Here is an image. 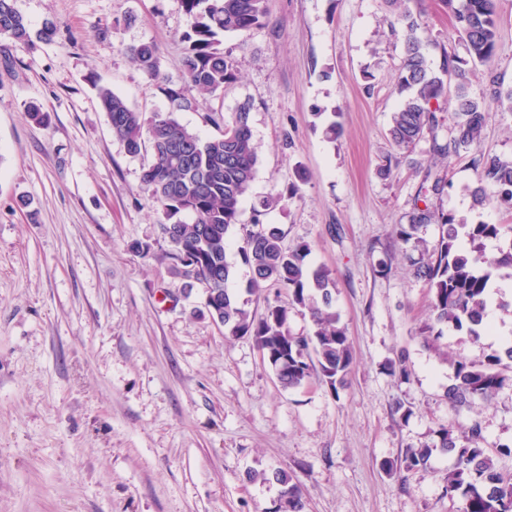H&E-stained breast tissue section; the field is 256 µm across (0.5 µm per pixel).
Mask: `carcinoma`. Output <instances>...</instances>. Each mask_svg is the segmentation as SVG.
<instances>
[{"label":"carcinoma","mask_w":512,"mask_h":512,"mask_svg":"<svg viewBox=\"0 0 512 512\" xmlns=\"http://www.w3.org/2000/svg\"><path fill=\"white\" fill-rule=\"evenodd\" d=\"M397 22L403 27L405 58L395 87L402 104L392 118V143L408 148L435 126L432 102L444 92V82L428 66L425 46L417 36L419 24L407 0H392ZM188 30V48L182 60L183 86L166 88L180 109L191 106L189 93L213 97L236 81L231 57L219 48L220 38L263 24L264 0H182ZM455 29L474 63L487 61L498 38L494 0H458L454 10ZM56 28L45 23L37 32L16 8V0H0V38L27 46L38 39L50 42ZM131 60L151 78L158 77V52L151 42L127 48ZM463 61L454 54L443 57L442 71L459 79L452 138L446 144L433 141V151L442 157L480 142L488 104L469 96L465 88ZM98 99L106 113L114 138L132 157H145L142 181L152 204L166 222L159 225L160 238L170 247L171 275L184 286L202 289L204 307L210 318L224 326L229 338L253 340L263 359L275 373L280 387L294 390L317 377L332 389L344 386L353 361L347 327L336 311V282L331 271L311 267L306 244L287 246L285 233L275 224L260 221L262 212L281 197L262 200L253 207L254 224L238 246L250 271V292L258 294L268 286L288 294V301H266L258 317L226 288L233 276L226 249L230 230L239 224L240 205L256 178L257 146L249 123L250 105L239 106L231 119L212 111L204 121L220 129L208 139L182 125L176 112H154L150 117L131 107L120 95L98 87ZM479 181L473 191L474 203L488 200L486 188L494 189L500 204L512 207V160L482 155L476 160ZM438 222V240L433 246L420 236L423 227ZM396 235L409 249L407 257L416 276L428 286L431 322L425 333L443 335V329L466 330L472 340L489 335L485 322L489 283L501 270H512L511 224H456L446 214L436 215L428 207L415 208L410 223L398 225ZM509 237V245L488 258L487 240ZM307 311L313 325L311 334L296 336L290 330L292 310ZM453 383L448 402L469 410L491 403L512 378V345L494 352L478 363L463 357L450 360ZM437 440L420 448H408L398 460H386L388 472L412 471L430 465L434 457L448 459L445 492L449 499L462 501L460 512H512V472L498 466V458L512 457V447L483 446L481 422L472 417L465 423L436 431ZM252 480L274 482L279 494H288V512H304L299 480L284 469L252 472Z\"/></svg>","instance_id":"cac0c4a2"}]
</instances>
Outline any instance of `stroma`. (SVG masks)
Segmentation results:
<instances>
[{"instance_id":"1","label":"stroma","mask_w":512,"mask_h":512,"mask_svg":"<svg viewBox=\"0 0 512 512\" xmlns=\"http://www.w3.org/2000/svg\"><path fill=\"white\" fill-rule=\"evenodd\" d=\"M16 6L57 34L26 47L0 39V512H270L277 485L247 474L278 468L299 479L306 512H457L444 493L447 459L401 478L382 463L471 418L448 403L444 357L478 362L501 349L512 309L480 341L447 332L427 345L428 288L396 229L430 175L447 182L433 210L512 225V208L471 195L476 158H512V112L491 104L512 87V0H497L496 49L477 64L446 0L409 4L432 69L447 52L465 59L469 93L490 103L480 143L449 158L432 145L451 137L450 91L434 103V131L409 148L388 138L404 45L387 0H265L262 26L221 40L237 81L178 113L212 137L205 112L250 104L259 164L240 222L283 194L263 223L309 244V265L333 270L353 348L336 391L316 378L283 390L253 341L225 338L200 289L170 275L143 161L126 154L99 105L104 85L141 112L171 110L164 90L184 84L182 0ZM145 41L158 49L154 81L126 52ZM33 102L47 122L27 116ZM136 241L151 244L149 256L130 252ZM400 351L406 380L385 369ZM479 417L485 447L512 446V388Z\"/></svg>"}]
</instances>
